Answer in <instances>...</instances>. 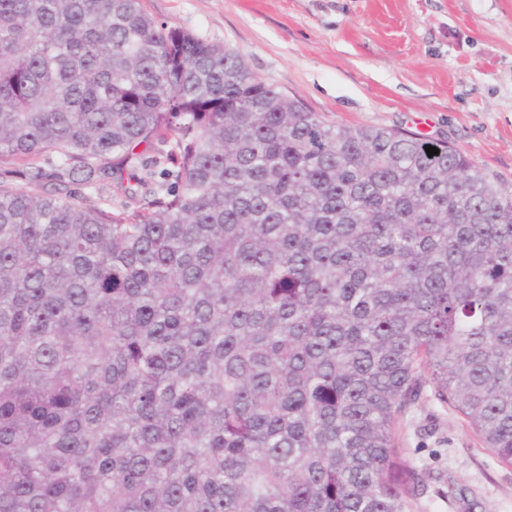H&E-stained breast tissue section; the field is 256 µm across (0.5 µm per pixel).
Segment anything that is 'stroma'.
I'll list each match as a JSON object with an SVG mask.
<instances>
[{
  "label": "stroma",
  "mask_w": 512,
  "mask_h": 512,
  "mask_svg": "<svg viewBox=\"0 0 512 512\" xmlns=\"http://www.w3.org/2000/svg\"><path fill=\"white\" fill-rule=\"evenodd\" d=\"M238 51L261 78L347 126L445 140L512 188V0H143ZM422 479L412 512H512L500 464L430 390L398 418Z\"/></svg>",
  "instance_id": "35a3bbf8"
}]
</instances>
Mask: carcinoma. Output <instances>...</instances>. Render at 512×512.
Wrapping results in <instances>:
<instances>
[{
    "label": "carcinoma",
    "mask_w": 512,
    "mask_h": 512,
    "mask_svg": "<svg viewBox=\"0 0 512 512\" xmlns=\"http://www.w3.org/2000/svg\"><path fill=\"white\" fill-rule=\"evenodd\" d=\"M15 161L0 512H410L426 385L512 465V191L448 143L330 123L142 0H0ZM68 190L73 198L92 206L119 207L124 196L116 189L112 179L107 178L101 184L89 186L75 180L69 183ZM108 204V205H105Z\"/></svg>",
    "instance_id": "cac0c4a2"
}]
</instances>
